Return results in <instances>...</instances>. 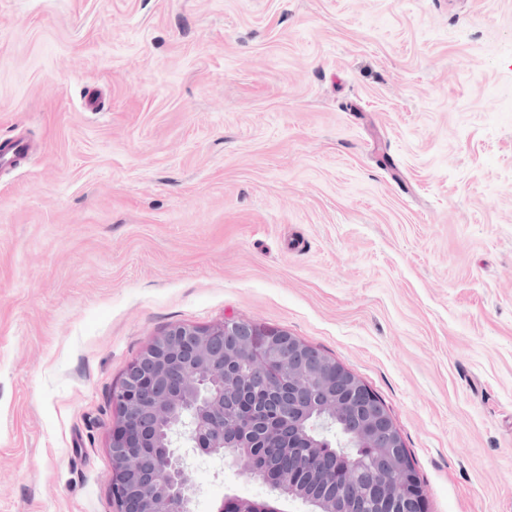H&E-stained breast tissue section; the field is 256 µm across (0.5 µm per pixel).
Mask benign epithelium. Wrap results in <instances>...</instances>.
Listing matches in <instances>:
<instances>
[{
  "label": "benign epithelium",
  "mask_w": 512,
  "mask_h": 512,
  "mask_svg": "<svg viewBox=\"0 0 512 512\" xmlns=\"http://www.w3.org/2000/svg\"><path fill=\"white\" fill-rule=\"evenodd\" d=\"M224 340V350L213 352V340ZM306 345L296 337L278 332L259 350L239 338L236 321L199 328L174 324L153 337L129 367L113 397L119 416L112 429L109 451L113 466L111 489L115 512H192L195 487L185 457L176 453L177 445L185 443L204 455L227 454L242 463L245 470L253 460L244 448L260 447L261 436L251 424L224 417V396L235 389L240 375L225 374V366L242 358H250L268 367L277 364L271 373L275 382L288 374V382L302 394L311 381L303 362ZM179 381V386L172 385ZM324 413L314 417L308 429L299 430V438L288 441L290 448H308L305 465L310 475L322 483L325 495L313 496L293 479H285L272 470L265 498L230 497L216 512H281L283 499L300 501L310 512H360L361 492L351 479L353 455L344 454L345 463L335 475L321 477L317 462L322 450L333 445L338 417L342 413L336 398L325 402ZM368 427L376 424L393 426L388 414L373 399H366ZM132 411H147L161 424L154 433L147 432ZM398 431L392 434V449H384L390 469L404 493L398 495L387 482L374 480L373 498L381 512H407L410 500L423 497V487L411 472L401 452Z\"/></svg>",
  "instance_id": "7a95c632"
}]
</instances>
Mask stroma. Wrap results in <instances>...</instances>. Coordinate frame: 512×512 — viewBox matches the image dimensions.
Wrapping results in <instances>:
<instances>
[{
    "label": "stroma",
    "instance_id": "35a3bbf8",
    "mask_svg": "<svg viewBox=\"0 0 512 512\" xmlns=\"http://www.w3.org/2000/svg\"><path fill=\"white\" fill-rule=\"evenodd\" d=\"M0 512H113L128 365L288 331L424 512H512V0H0ZM193 512L267 486L191 458Z\"/></svg>",
    "mask_w": 512,
    "mask_h": 512
}]
</instances>
